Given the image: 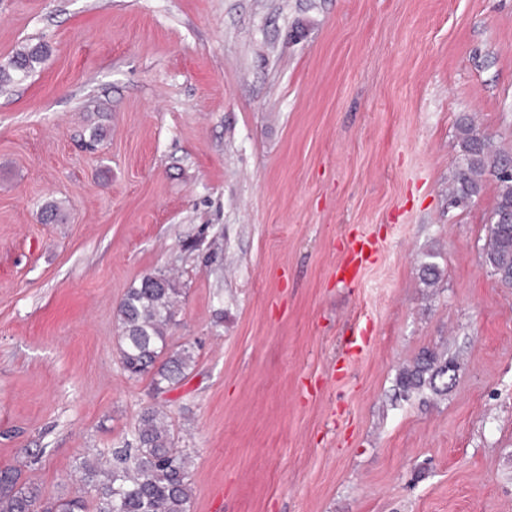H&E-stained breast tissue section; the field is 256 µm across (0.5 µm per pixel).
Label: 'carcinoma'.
<instances>
[{"instance_id": "carcinoma-1", "label": "carcinoma", "mask_w": 512, "mask_h": 512, "mask_svg": "<svg viewBox=\"0 0 512 512\" xmlns=\"http://www.w3.org/2000/svg\"><path fill=\"white\" fill-rule=\"evenodd\" d=\"M48 53L43 43L27 44L0 66V85L28 76ZM460 151L455 159L457 176L448 191V205L459 207L480 194L486 177L498 184L491 216V242L485 262L498 280L512 287V173L506 169L512 155L493 148L464 116L458 122ZM421 280L427 286L440 278L433 256L421 263ZM181 289L170 277L161 284L141 278L127 290L117 308L118 349L126 370L133 376L148 375L157 391L171 388L185 378L194 362L191 347L169 351L166 330L175 315ZM452 361L427 351L396 378L400 394L409 397L425 389L448 391ZM31 452L26 461L0 468V512H190L191 456L175 446L174 436L161 413L145 409L135 429V447L112 451V463L95 454L76 463L79 489L69 499L43 498L39 489L21 481L22 468L38 464Z\"/></svg>"}]
</instances>
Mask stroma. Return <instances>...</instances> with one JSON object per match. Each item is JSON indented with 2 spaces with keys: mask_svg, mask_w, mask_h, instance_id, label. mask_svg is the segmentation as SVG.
<instances>
[{
  "mask_svg": "<svg viewBox=\"0 0 512 512\" xmlns=\"http://www.w3.org/2000/svg\"><path fill=\"white\" fill-rule=\"evenodd\" d=\"M37 42L0 86V467L41 449L27 481L71 496L157 406L191 512H512L497 185L448 207L460 116L512 153V0H0V63ZM156 272L194 348L167 392L117 348ZM424 349L447 392L397 397ZM48 53L43 43L26 44L12 56L8 65L0 66V85L11 83L15 78L28 76ZM374 253L373 244L367 239L362 237L360 240V247L353 249L344 265L341 267L343 273H348L354 279L360 269L370 262Z\"/></svg>",
  "mask_w": 512,
  "mask_h": 512,
  "instance_id": "35a3bbf8",
  "label": "stroma"
}]
</instances>
